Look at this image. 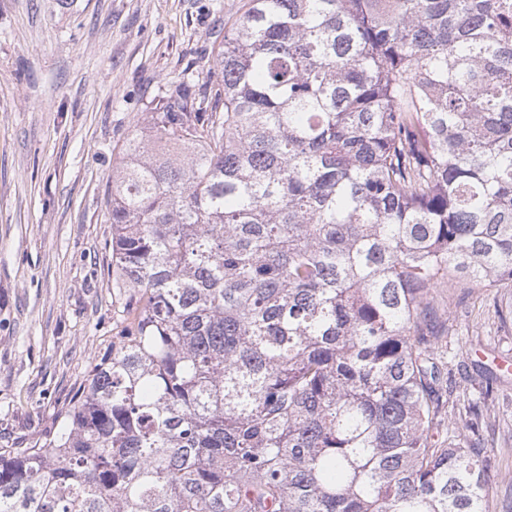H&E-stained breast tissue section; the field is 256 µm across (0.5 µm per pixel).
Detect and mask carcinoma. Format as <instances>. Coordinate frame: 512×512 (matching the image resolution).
<instances>
[{
  "label": "carcinoma",
  "instance_id": "carcinoma-1",
  "mask_svg": "<svg viewBox=\"0 0 512 512\" xmlns=\"http://www.w3.org/2000/svg\"><path fill=\"white\" fill-rule=\"evenodd\" d=\"M112 182L111 351L0 512H486L428 311L512 288V0H249Z\"/></svg>",
  "mask_w": 512,
  "mask_h": 512
}]
</instances>
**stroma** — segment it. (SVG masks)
Returning <instances> with one entry per match:
<instances>
[{
  "instance_id": "stroma-1",
  "label": "stroma",
  "mask_w": 512,
  "mask_h": 512,
  "mask_svg": "<svg viewBox=\"0 0 512 512\" xmlns=\"http://www.w3.org/2000/svg\"><path fill=\"white\" fill-rule=\"evenodd\" d=\"M247 0H0V448H31L109 348L107 193L122 147L168 85L206 78ZM451 402L491 380L481 435L498 478L488 512H512V326L492 288L440 287Z\"/></svg>"
}]
</instances>
